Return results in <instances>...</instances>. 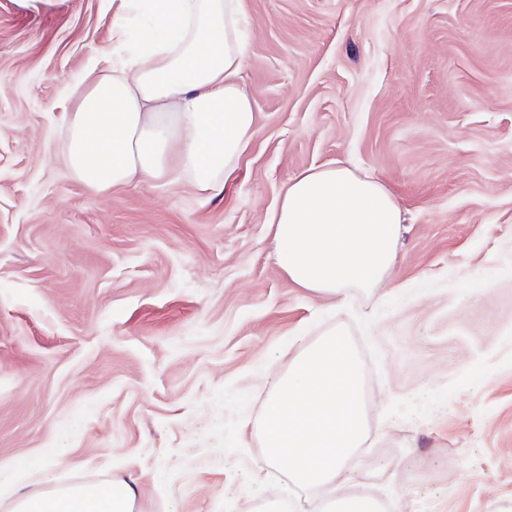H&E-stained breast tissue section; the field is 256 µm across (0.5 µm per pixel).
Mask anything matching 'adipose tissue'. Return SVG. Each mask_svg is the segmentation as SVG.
I'll use <instances>...</instances> for the list:
<instances>
[{
	"instance_id": "1",
	"label": "adipose tissue",
	"mask_w": 512,
	"mask_h": 512,
	"mask_svg": "<svg viewBox=\"0 0 512 512\" xmlns=\"http://www.w3.org/2000/svg\"><path fill=\"white\" fill-rule=\"evenodd\" d=\"M242 0H127L122 48L72 91L63 161L90 193L172 173L219 191L251 141L254 99L241 83L249 42ZM275 258L296 287L346 299L395 267L402 212L382 182L327 165L291 179L268 218ZM127 483L41 487L10 512H135Z\"/></svg>"
}]
</instances>
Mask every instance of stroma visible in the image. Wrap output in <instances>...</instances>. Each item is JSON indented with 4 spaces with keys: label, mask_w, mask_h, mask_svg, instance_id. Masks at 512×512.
Returning a JSON list of instances; mask_svg holds the SVG:
<instances>
[{
    "label": "stroma",
    "mask_w": 512,
    "mask_h": 512,
    "mask_svg": "<svg viewBox=\"0 0 512 512\" xmlns=\"http://www.w3.org/2000/svg\"><path fill=\"white\" fill-rule=\"evenodd\" d=\"M256 131L211 197L91 195L61 160L70 89L123 0H0V464L124 481L139 512H256L260 418L330 328L359 351L360 491L388 512H512V0H244ZM343 164L404 216L382 288L295 287L267 218ZM60 464L43 469L48 449Z\"/></svg>",
    "instance_id": "stroma-1"
}]
</instances>
